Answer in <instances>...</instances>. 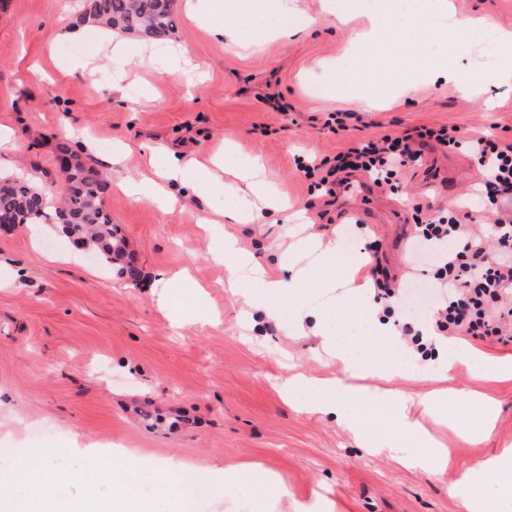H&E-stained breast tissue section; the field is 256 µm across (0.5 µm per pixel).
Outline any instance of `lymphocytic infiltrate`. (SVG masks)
<instances>
[{
  "label": "lymphocytic infiltrate",
  "mask_w": 512,
  "mask_h": 512,
  "mask_svg": "<svg viewBox=\"0 0 512 512\" xmlns=\"http://www.w3.org/2000/svg\"><path fill=\"white\" fill-rule=\"evenodd\" d=\"M427 136L449 149L465 150L480 167L476 194L490 221L488 228L478 227L470 211L460 206L436 219L424 217L423 205L413 207L411 254L414 263L425 265L438 296L437 331L442 336L510 339L512 305L502 299L512 292V214L506 211L512 204V140L493 131L464 135L455 127L431 130ZM415 137V132L404 131L362 142L336 154L326 174L362 170L376 183L392 184L403 169L421 159L413 146ZM490 238L498 245L492 258L485 247Z\"/></svg>",
  "instance_id": "lymphocytic-infiltrate-1"
}]
</instances>
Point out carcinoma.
<instances>
[{
  "instance_id": "carcinoma-1",
  "label": "carcinoma",
  "mask_w": 512,
  "mask_h": 512,
  "mask_svg": "<svg viewBox=\"0 0 512 512\" xmlns=\"http://www.w3.org/2000/svg\"><path fill=\"white\" fill-rule=\"evenodd\" d=\"M175 0H86L82 22L112 33L152 42L175 30ZM57 157L72 164L59 172L61 196L52 201L40 188L17 178L0 177V215L21 224H59L65 236L89 243L97 263L122 278L136 279L138 271L127 254L126 241L106 210L104 176L85 163L69 143L60 142Z\"/></svg>"
}]
</instances>
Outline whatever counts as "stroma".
<instances>
[{
  "label": "stroma",
  "mask_w": 512,
  "mask_h": 512,
  "mask_svg": "<svg viewBox=\"0 0 512 512\" xmlns=\"http://www.w3.org/2000/svg\"><path fill=\"white\" fill-rule=\"evenodd\" d=\"M315 18L313 27L291 39L270 37L272 18L245 16L260 45L243 50L217 36L228 0H176L178 25L170 43L185 49L192 71L157 75L150 47L129 39L127 56L142 57L121 90L113 72L126 58L112 55L107 37L60 39L75 27L84 0H0V127L12 146L0 149V173L22 172L56 192L55 145L74 150L106 173L104 196L140 272L137 280L99 268L87 249L76 247L46 224L0 230V266L18 270L0 287V488L28 496L39 462L50 459L70 499L92 497L106 512L121 500L167 512L158 462L183 460L203 473L209 493L190 500V512H254L259 489L251 472L273 470L270 493L278 512L325 495L334 512H467L455 492L462 461L512 448V378L487 373L491 362L512 361V343L496 338L438 335L432 304L422 298L399 302L392 321L409 322L436 336L429 360L399 342L387 349L365 341L364 301L336 305L327 279L340 277L375 243V258L390 275H407L406 243L413 219L410 202L430 205L433 215L468 205L480 180L465 153L428 144L421 166L405 169L396 189H377L382 214L399 211L403 223L385 221L362 233L337 221L344 195L311 188L302 166L384 135L419 127H457L462 132L512 127V82L489 84L481 94H463L445 77L423 78L391 102L370 108L329 95L302 75L322 60L351 51L357 31L368 24L356 15L348 24L324 16V0H292ZM456 16L483 18L493 31L512 33V0H449ZM451 40L466 44L456 66L471 81L502 62L500 48H487L462 30ZM92 61L93 71L82 62ZM344 112V130L326 125L329 113ZM235 166L259 156L288 201L287 213H261L234 225L242 250L273 267L283 279L307 273L308 287L280 318L245 322L240 298L227 286L231 271L215 258L219 238L204 229L201 211L221 212L232 200L222 183L199 174L195 191L171 208L135 200L119 187L147 165L164 166L167 152L204 160L225 144ZM310 225L322 244L341 243L332 268L290 260L297 225ZM322 316L340 336L355 337V351L389 361L404 359L405 375L394 389L421 398L447 388L449 412L469 424L479 421L469 398L492 400L498 417L492 433L473 442L457 430L434 428L450 450L438 471L408 469L387 455H373L333 416L309 413L288 402L281 382L293 371L314 377L340 375L341 366L320 348L311 321L293 328L297 308ZM473 351L476 362L455 374L444 367L449 344ZM130 449L124 466L141 465L146 486L112 485L102 476L111 459L85 461L71 445ZM238 472L233 495H225L223 473Z\"/></svg>",
  "instance_id": "obj_1"
}]
</instances>
